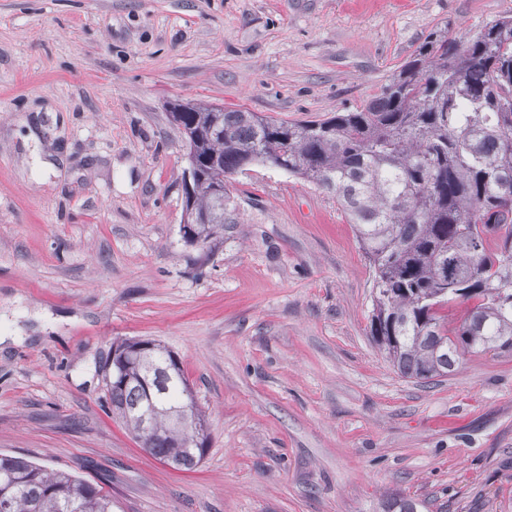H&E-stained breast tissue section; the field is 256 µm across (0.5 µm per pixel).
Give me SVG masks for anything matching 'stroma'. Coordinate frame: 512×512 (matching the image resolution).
<instances>
[{
    "instance_id": "35a3bbf8",
    "label": "stroma",
    "mask_w": 512,
    "mask_h": 512,
    "mask_svg": "<svg viewBox=\"0 0 512 512\" xmlns=\"http://www.w3.org/2000/svg\"><path fill=\"white\" fill-rule=\"evenodd\" d=\"M512 0H0V453L101 479L112 512H512V355L428 384L370 334L332 193L257 164L216 247L180 227L178 101L301 121L377 95L431 31ZM173 351L205 411L177 471L112 416L113 342Z\"/></svg>"
}]
</instances>
